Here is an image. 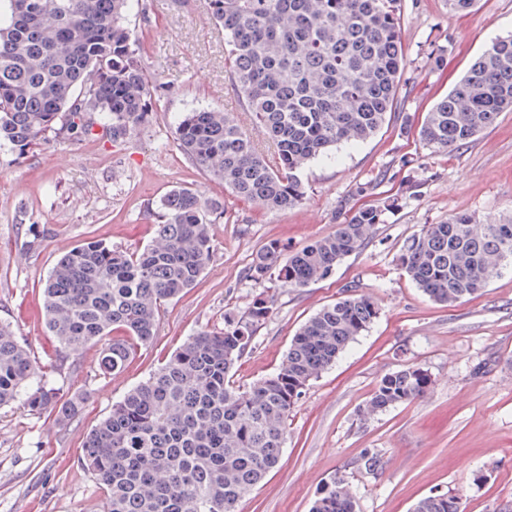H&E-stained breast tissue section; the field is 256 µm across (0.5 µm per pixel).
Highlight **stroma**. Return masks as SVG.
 <instances>
[{
    "label": "stroma",
    "mask_w": 512,
    "mask_h": 512,
    "mask_svg": "<svg viewBox=\"0 0 512 512\" xmlns=\"http://www.w3.org/2000/svg\"><path fill=\"white\" fill-rule=\"evenodd\" d=\"M399 4L406 65L392 111L371 139L313 162L304 173L307 197L293 210L268 211L225 192L174 139L171 122L182 112L219 108L250 122L206 0H142L128 15L156 112L134 135L50 138L21 156L0 148V321L13 326L63 394L90 395L83 413L61 426L14 405L0 408V512H101V493L78 463L87 433L187 336L223 327L226 314L246 312L261 292L273 312L235 367L239 384L274 373L300 325L342 296L369 294L379 315L306 387L289 414L278 465L239 512H309L336 475L349 480L359 512H410L435 492L458 495L464 512H512V271L477 295L440 305L399 262L422 225L457 213L512 217V111L445 153L418 136L427 112L473 59L512 33V0H478L459 12L448 0ZM177 187L201 190L224 208L199 283L161 306L153 342L120 374L96 376V345L58 359L42 314L48 271L88 239L142 249L154 235L153 211ZM390 200L394 209L362 251L327 279L293 291L248 277L268 243L299 250L332 233L345 208ZM36 236L40 246L24 257ZM409 365L428 371L429 393L361 420L381 378ZM373 452L382 466L369 471L361 460Z\"/></svg>",
    "instance_id": "1"
}]
</instances>
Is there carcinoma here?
Wrapping results in <instances>:
<instances>
[{
    "mask_svg": "<svg viewBox=\"0 0 512 512\" xmlns=\"http://www.w3.org/2000/svg\"><path fill=\"white\" fill-rule=\"evenodd\" d=\"M141 0H0V142L20 154L54 136L79 139L102 127L124 140L154 117L125 24ZM224 27L229 72L253 120L243 128L222 109L184 113L181 151L236 197L285 212L305 200L302 172L346 145L373 137L392 110L405 66L397 0H207ZM512 110V34L491 42L427 113L423 144L435 152L465 143ZM266 135L269 160L252 132ZM223 208L178 188L155 212L150 244L128 253L103 241L65 254L43 281V315L59 356L101 345L99 374L120 373L156 335L161 305L193 287L212 253ZM381 208L349 209L335 230L288 253L271 242L249 276L276 275L301 290L328 278L382 221ZM400 264L430 300L455 303L512 267V219L456 214L425 224ZM272 313L256 296L224 328L187 337L147 379L112 404L86 437L82 468L104 495L103 512H238L279 462L290 410L308 383L332 367L378 317L366 293L319 309L299 328L277 371L247 385L232 370ZM430 375L406 366L385 375L360 409L367 420L423 397ZM83 394L68 397L25 343L0 323V407L15 402L57 424L78 417ZM310 512H357L344 476L332 478ZM412 512H462L455 494L433 493Z\"/></svg>",
    "mask_w": 512,
    "mask_h": 512,
    "instance_id": "carcinoma-1",
    "label": "carcinoma"
}]
</instances>
